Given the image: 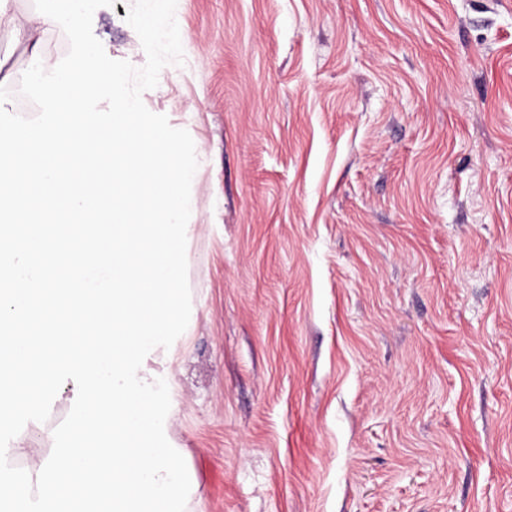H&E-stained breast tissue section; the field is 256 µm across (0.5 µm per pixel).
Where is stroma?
Returning a JSON list of instances; mask_svg holds the SVG:
<instances>
[{"instance_id":"stroma-1","label":"stroma","mask_w":512,"mask_h":512,"mask_svg":"<svg viewBox=\"0 0 512 512\" xmlns=\"http://www.w3.org/2000/svg\"><path fill=\"white\" fill-rule=\"evenodd\" d=\"M132 0L96 10L140 67ZM186 512H512V0H177ZM32 60L0 30L4 107ZM63 384L20 439L51 454Z\"/></svg>"}]
</instances>
